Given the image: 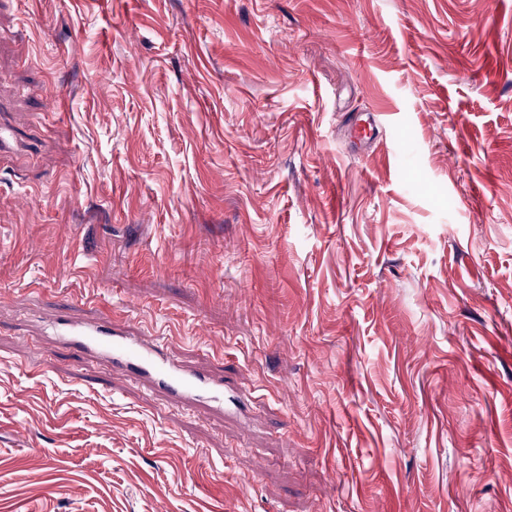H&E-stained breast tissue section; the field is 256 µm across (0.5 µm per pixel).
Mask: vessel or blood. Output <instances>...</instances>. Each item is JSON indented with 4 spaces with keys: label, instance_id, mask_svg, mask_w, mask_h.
<instances>
[{
    "label": "vessel or blood",
    "instance_id": "1",
    "mask_svg": "<svg viewBox=\"0 0 512 512\" xmlns=\"http://www.w3.org/2000/svg\"><path fill=\"white\" fill-rule=\"evenodd\" d=\"M65 334L82 339L105 353L117 369H132L151 376L171 394L182 396L206 391L212 401L224 399V387L189 373L176 359L169 357L159 343L142 345L120 336L116 326L90 325L68 321Z\"/></svg>",
    "mask_w": 512,
    "mask_h": 512
}]
</instances>
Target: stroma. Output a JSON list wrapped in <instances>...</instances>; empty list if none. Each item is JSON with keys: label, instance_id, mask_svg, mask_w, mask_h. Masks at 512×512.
<instances>
[{"label": "stroma", "instance_id": "obj_1", "mask_svg": "<svg viewBox=\"0 0 512 512\" xmlns=\"http://www.w3.org/2000/svg\"><path fill=\"white\" fill-rule=\"evenodd\" d=\"M0 126V512H512V0H0ZM62 332L82 339L105 353L117 369H132L151 376L159 386L175 396L205 390L214 402L224 400V384L206 382L191 374L169 357L155 339L150 345L127 340L117 330V324L90 325L78 321L61 323Z\"/></svg>", "mask_w": 512, "mask_h": 512}]
</instances>
